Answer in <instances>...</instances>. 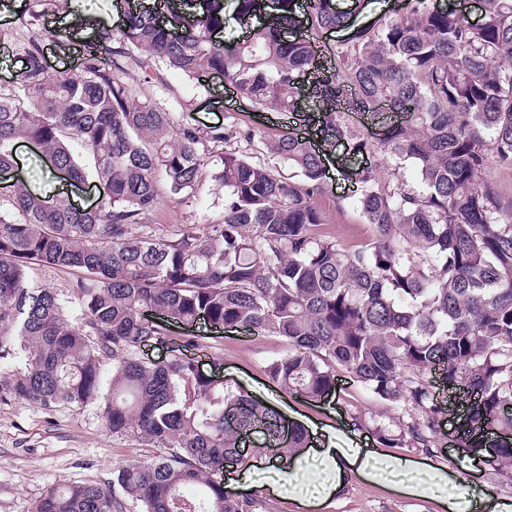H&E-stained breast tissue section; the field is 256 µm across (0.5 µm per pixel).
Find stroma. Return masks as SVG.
<instances>
[{"label":"stroma","instance_id":"stroma-1","mask_svg":"<svg viewBox=\"0 0 512 512\" xmlns=\"http://www.w3.org/2000/svg\"><path fill=\"white\" fill-rule=\"evenodd\" d=\"M131 0H58L56 8L43 10L39 0H0V94L21 92L22 50L32 39H40L50 71L76 74L80 71L79 49L94 40L100 27L120 33L123 19L117 8H129ZM140 52L123 61L121 78L132 98L162 106L174 119H181L197 94L194 84L165 66L145 70ZM208 107L195 111L199 125H224L237 121L255 129L257 138L242 151L254 163L283 170V162L268 153L265 138L288 133L294 126L290 113L275 109L250 111L237 102L222 77L210 81ZM21 172L46 191L68 190L81 208L95 204L98 187L85 184L68 187L52 178L34 161L30 143L17 146ZM214 165L200 174L194 197H162L148 222L158 235H167L188 224H208L224 209V189L215 179ZM355 185L337 169H330L325 191L316 199L325 223L344 227L346 237H361L368 227L354 201ZM286 350L276 338L259 339L246 332L214 334L198 349L202 364L224 365L226 385L242 386L277 407L290 420L302 424L317 439H331L341 447L355 446L380 451L387 457H409L454 474L464 484L478 483L498 498L512 501V472L473 464L455 449L442 448L429 454L418 448L382 446L368 431L357 429L351 413L365 411L384 417H400L401 407H384L370 394L339 380L336 395L326 405L315 406L301 398L281 393L266 373L268 363ZM156 451L136 435H117L105 430L98 406L82 409L58 407L52 411L0 401V512H31L35 502L53 484L92 482L108 489L112 472L130 460H148ZM318 512H443L429 499L398 496L386 489L350 476L341 493Z\"/></svg>","mask_w":512,"mask_h":512}]
</instances>
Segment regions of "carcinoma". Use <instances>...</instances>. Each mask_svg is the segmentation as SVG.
Here are the masks:
<instances>
[{"label":"carcinoma","instance_id":"cac0c4a2","mask_svg":"<svg viewBox=\"0 0 512 512\" xmlns=\"http://www.w3.org/2000/svg\"><path fill=\"white\" fill-rule=\"evenodd\" d=\"M128 11L119 46L101 28L85 46L82 74L48 72L42 44L24 48L23 96L0 95V399L42 409L97 403L104 427L134 432L159 455L113 471L112 488L50 486L34 512H268L263 501L224 488V462L243 433L261 429L285 462L307 447L283 416L248 392L202 372L175 352L161 362L142 347L199 346L171 325L208 323L280 339L286 353L267 374L280 392L327 401L339 377L399 405L409 421L355 414L387 447H439L445 413L429 376L463 389L456 441L491 467L512 470V200L488 175V155L512 170V0H482L483 19L408 0L400 17L365 28L353 46L323 53L299 24L297 0H164ZM233 4L246 39L220 44ZM310 28L350 25L361 0H305ZM147 53L205 91L219 73L254 110L296 109L316 142L286 133L266 149L300 180L275 175L231 144L256 132L236 121L175 123L136 103L115 75L117 57ZM359 112L383 128L378 144L351 129ZM34 143L54 169L103 192L90 210L69 196L33 191L15 177V145ZM344 142L382 163L350 168L370 232L354 242L323 223V153ZM215 162L224 211L210 224L155 236L147 218L159 182L193 193ZM413 168L408 182L398 170ZM38 267L77 273L67 293L33 281Z\"/></svg>","mask_w":512,"mask_h":512}]
</instances>
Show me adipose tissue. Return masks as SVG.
Segmentation results:
<instances>
[{
	"instance_id": "1",
	"label": "adipose tissue",
	"mask_w": 512,
	"mask_h": 512,
	"mask_svg": "<svg viewBox=\"0 0 512 512\" xmlns=\"http://www.w3.org/2000/svg\"><path fill=\"white\" fill-rule=\"evenodd\" d=\"M300 466L275 471L269 483L300 506L319 507L357 475L401 496H429L445 512H512V504L486 491L459 484L453 475L411 458H387L361 448L325 445L305 449Z\"/></svg>"
}]
</instances>
